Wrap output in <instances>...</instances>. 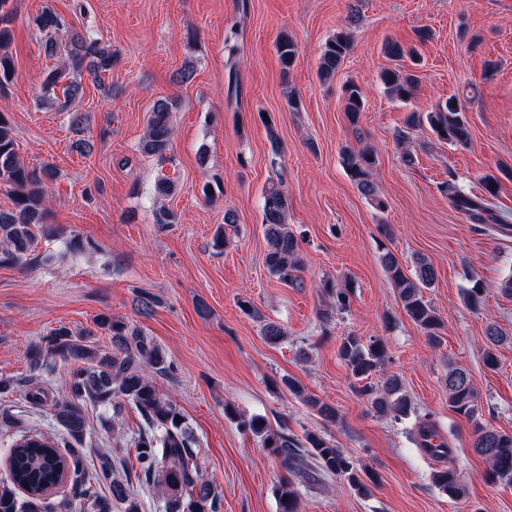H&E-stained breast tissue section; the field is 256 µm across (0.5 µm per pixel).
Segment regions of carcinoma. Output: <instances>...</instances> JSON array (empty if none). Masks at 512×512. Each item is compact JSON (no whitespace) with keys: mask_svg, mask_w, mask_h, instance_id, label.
Instances as JSON below:
<instances>
[{"mask_svg":"<svg viewBox=\"0 0 512 512\" xmlns=\"http://www.w3.org/2000/svg\"><path fill=\"white\" fill-rule=\"evenodd\" d=\"M13 0H0V48L11 41L10 21ZM38 28L46 33L45 52L56 53L57 37L66 33L67 59L62 67L50 71L44 79L42 101L48 103L62 90L66 108L83 95L82 78L102 84L103 75L112 71L115 55L98 39L88 33L66 31L60 15L43 11L37 18ZM277 52L284 68H290L298 54V45L286 34L278 37ZM352 49V34L344 29L323 46L318 62V75L323 81L335 77L344 59ZM388 58L395 66H387L379 73L386 94L393 100L407 103L418 85L417 75L403 69L406 58L416 56V50L399 42L385 46ZM345 112L356 124L363 110L361 88L353 82L343 87ZM173 103L167 98L155 100L151 106L147 129L140 143L142 153L162 157L169 150L172 127L170 115ZM427 124L439 139L464 146L469 139V121L464 104L454 98L437 104L431 111L410 116V125ZM342 165L360 193L378 210L386 208L372 179L376 154L369 147H346L341 154ZM55 169L46 164L29 167L19 157L18 144L9 119L0 112V187L10 194L13 207L0 210V266H23L39 247L40 241L54 240L57 227L48 223L45 184L55 177ZM445 190L453 206L466 213L475 224H485L488 218L486 202L472 198L452 181ZM262 220L267 245L265 265L268 271L285 285L302 283L300 243L288 227V195L281 185L272 182L263 191ZM383 263L407 317L425 334L431 346L439 343L441 318L424 299V290L435 280L433 265L423 256L416 258L414 271L408 273L391 252L383 255ZM465 290L469 308L477 311L483 305V285L475 278ZM95 325L111 336L112 349L100 350L89 344L91 332L74 331L61 325L56 328L47 347L35 346L26 354L30 370L48 367V358L55 357L67 364L65 379L67 399L63 402L49 399L41 385L28 388L27 399L33 405L51 402V409L63 432L56 438L35 431L16 432L7 458L8 474L0 478V512H140V502L127 487L113 478L112 457L99 456L98 466L86 465L80 448L87 433L85 405L112 408V418L103 422L104 430L124 411V405L135 407L143 416L149 430L138 435L134 442L141 480L148 486L161 489L165 512H221L223 495L200 476L194 447L195 438L188 430L176 402L163 397L154 376L173 374L176 369L162 348L153 342L138 326L102 313ZM270 344L282 341L286 332L276 322H266L261 328ZM490 347L485 349V365L497 367L493 348L502 342L498 330L490 326L486 332ZM339 356L351 375L362 382L384 369L390 362L384 344L375 338L364 344L352 334L342 338ZM288 392L302 399L327 425L340 422L336 407L308 394L296 379L284 381ZM448 406L466 419L472 429V447L487 465L489 481L512 483V433L500 431L482 419L479 396L469 373L458 367L448 370ZM363 393L375 413L401 421L411 414L413 407L407 399L400 378L386 377L379 387L363 386ZM243 427L260 439L263 447L278 459L289 477L279 481L275 493L278 512H299L300 495L294 479L308 471L336 476L355 494L366 497L370 486L368 473L357 466L343 449L317 432L305 434L300 441L288 428L270 426L260 416L242 420ZM416 445L437 458H451L447 442L433 443L438 432L430 416L425 415L416 431L411 433ZM64 478L69 491L59 501L44 496L45 485ZM432 480L451 498H459L465 490L453 462L436 471Z\"/></svg>","mask_w":512,"mask_h":512,"instance_id":"obj_1","label":"carcinoma"}]
</instances>
